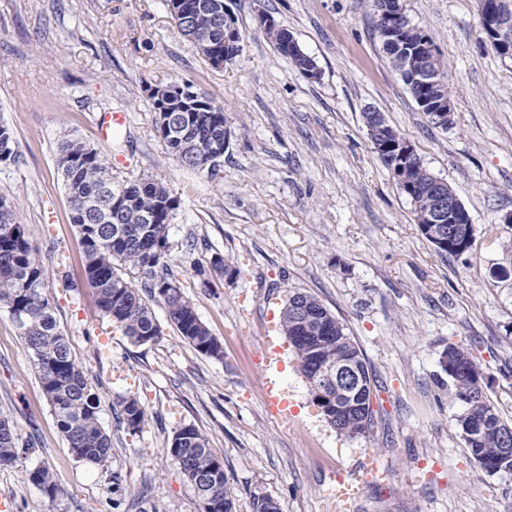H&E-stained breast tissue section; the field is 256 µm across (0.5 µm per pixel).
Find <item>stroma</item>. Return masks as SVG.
<instances>
[{"label":"stroma","mask_w":512,"mask_h":512,"mask_svg":"<svg viewBox=\"0 0 512 512\" xmlns=\"http://www.w3.org/2000/svg\"><path fill=\"white\" fill-rule=\"evenodd\" d=\"M241 51L216 67L182 37L164 0H0V125L15 152L0 162L12 206L49 275L60 330L100 398L111 437L105 466L75 459L7 312H0V415L27 451L0 467V512H200L169 453L195 427L224 464L234 512L254 495L282 512H512V471L474 460L463 410L439 358L471 349L491 405L512 421V60L486 39L479 0H401L443 65L452 122L430 121L389 66L372 0H226ZM270 14L316 63L306 77L260 25ZM191 80L224 109L232 135L214 171L180 167L158 137L149 90ZM409 140L452 187L471 248L440 253L373 150L367 110ZM125 113L102 139L97 120ZM78 137L121 180L150 176L177 199L166 263L223 361L187 344L163 304L161 338L138 345L105 317L83 279V252L57 168ZM223 258L234 279L214 275ZM294 291L344 323L380 390L368 435H339L314 405L284 336ZM136 396L145 422L120 416ZM47 469L49 499L30 474ZM360 488L341 501L338 482ZM120 509H113V501Z\"/></svg>","instance_id":"stroma-1"}]
</instances>
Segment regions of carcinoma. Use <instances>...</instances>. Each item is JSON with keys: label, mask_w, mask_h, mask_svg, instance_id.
<instances>
[{"label": "carcinoma", "mask_w": 512, "mask_h": 512, "mask_svg": "<svg viewBox=\"0 0 512 512\" xmlns=\"http://www.w3.org/2000/svg\"><path fill=\"white\" fill-rule=\"evenodd\" d=\"M200 34L212 43L222 45L224 33L234 42L240 41L234 17L217 18L208 11L197 19ZM275 49L289 57L302 72L316 70L309 56L291 53L285 42L288 29L265 28ZM391 68L402 78L410 94L411 54L395 46H382ZM228 120L224 108L209 96L201 101H187L183 112L154 113V127L177 162L188 169L211 171L224 158L229 144ZM10 129L0 125V161L14 154ZM58 166L71 208L84 255L86 280L96 291L105 315L122 328L133 342L143 345L157 341L162 330L153 316L147 299L165 305L171 322L179 334L200 354L221 361L223 343L213 336L200 320L193 304L183 295L167 265L168 234L178 200L169 189L153 179L115 181L112 163L98 148L79 139H66L58 149ZM411 186L401 189L413 205L415 221L429 242H434L425 216L436 202L435 189L440 178L418 162L410 171ZM121 196L122 207H112L113 196ZM459 232L448 235L444 253L460 252L461 241L472 228L458 224ZM131 265L142 273V289L133 287L118 272L116 264ZM48 287L46 270L37 259L28 239L25 225L16 222L13 210L0 213V310L14 315L29 312L28 320L16 323L20 336L39 373L44 395L51 406L57 427L67 441L71 454L92 466L105 463L111 450L110 436L99 421L100 400L75 362L66 338L59 330L52 304L45 300ZM299 301L313 316L310 338L296 332L292 305ZM281 332L297 358L299 369L310 393H315L319 376L318 363H334L350 355L356 358L366 382L360 406L336 418V409H321L326 422L337 433L348 438L363 436L373 424L372 393L376 388L363 354L345 326L316 297L292 292L281 310ZM448 377L457 398L465 407L458 422L472 457L487 472H509L512 463L500 465L502 436H512V425L505 422L491 406L483 387V372L475 357L465 349L448 347ZM123 423L132 432L141 429L145 409L135 397L122 402ZM179 444L170 446V454L194 487L201 512H232V501L226 491L224 466L207 448L206 439L194 427L181 428L174 435ZM21 448L10 420L0 417V465L15 462ZM30 479L53 499L58 490L46 469L34 470Z\"/></svg>", "instance_id": "1"}]
</instances>
